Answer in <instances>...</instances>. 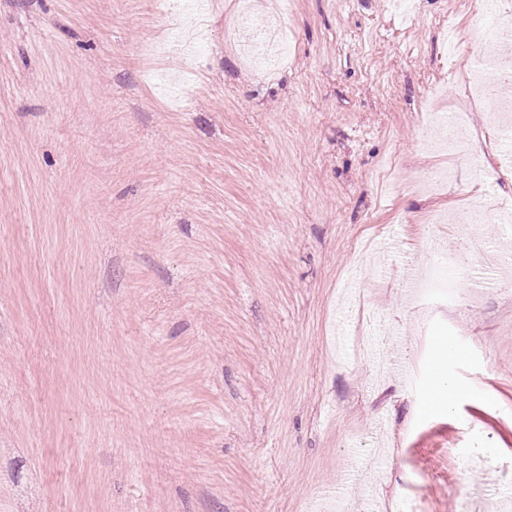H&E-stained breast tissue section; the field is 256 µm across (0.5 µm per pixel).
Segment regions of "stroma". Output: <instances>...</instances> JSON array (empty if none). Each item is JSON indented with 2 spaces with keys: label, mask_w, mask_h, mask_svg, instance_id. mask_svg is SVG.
<instances>
[{
  "label": "stroma",
  "mask_w": 512,
  "mask_h": 512,
  "mask_svg": "<svg viewBox=\"0 0 512 512\" xmlns=\"http://www.w3.org/2000/svg\"><path fill=\"white\" fill-rule=\"evenodd\" d=\"M251 2L268 70L237 0H0V512L512 505V238L427 221L512 169L473 167L483 104L421 146L473 0ZM438 251L452 301L404 285ZM455 121H448L443 114L434 115L431 122L425 127L427 129V138L423 145H433L448 153H455L457 145L454 139Z\"/></svg>",
  "instance_id": "35a3bbf8"
}]
</instances>
